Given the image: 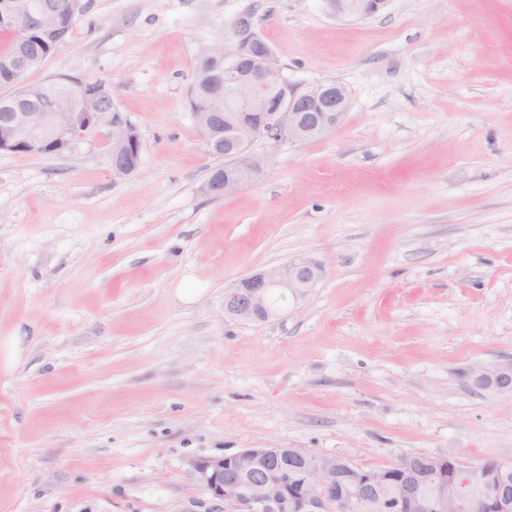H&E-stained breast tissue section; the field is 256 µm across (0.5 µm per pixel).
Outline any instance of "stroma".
I'll return each mask as SVG.
<instances>
[{
    "mask_svg": "<svg viewBox=\"0 0 512 512\" xmlns=\"http://www.w3.org/2000/svg\"><path fill=\"white\" fill-rule=\"evenodd\" d=\"M85 3L29 79L111 84L141 162L113 176L97 135L0 154V512H231L192 463L245 448L512 462V393L462 377L512 358V0ZM243 13L350 107L214 196L187 91ZM299 254L326 267L304 302L225 311ZM328 8L336 16L363 19L381 9L387 0H326Z\"/></svg>",
    "mask_w": 512,
    "mask_h": 512,
    "instance_id": "1",
    "label": "stroma"
}]
</instances>
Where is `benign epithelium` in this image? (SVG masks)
Wrapping results in <instances>:
<instances>
[{"instance_id": "benign-epithelium-1", "label": "benign epithelium", "mask_w": 512, "mask_h": 512, "mask_svg": "<svg viewBox=\"0 0 512 512\" xmlns=\"http://www.w3.org/2000/svg\"><path fill=\"white\" fill-rule=\"evenodd\" d=\"M81 0H0V21L32 32L55 31L63 11L78 14ZM336 16L363 19L381 9L387 0H326ZM234 49L224 55V85L213 88L210 107L193 113L209 154L215 148V113L224 112V165L211 171L206 190L224 195L252 182L263 173V161L253 146L260 140L302 144L325 136L345 115L350 103L347 88L336 82H320L299 89L288 81L271 45L256 32L252 16H239L230 27ZM17 53L24 73L36 71L44 57L20 44ZM43 91L27 81L11 87L13 106L0 113V153L60 156L73 143L105 129L112 174L136 171L127 159L140 152L136 127L123 120L113 107L89 94L78 81L71 83L61 100L71 112H40L28 102ZM325 273L321 260L299 255L287 262L258 269L228 287L224 308L243 320L267 322L279 316L271 306L273 294L304 300ZM467 384L494 393L512 392V359L493 364H473L465 372ZM308 454L297 449L246 448L231 455L202 457L193 462L197 481L214 499L233 506L235 512H512V492L498 490L484 498L459 492L464 476L484 478L483 470L468 471L451 455H437L436 480L430 493L415 489L411 475L396 470L367 471L357 488L341 482L340 458L320 455L311 478L302 476Z\"/></svg>"}]
</instances>
